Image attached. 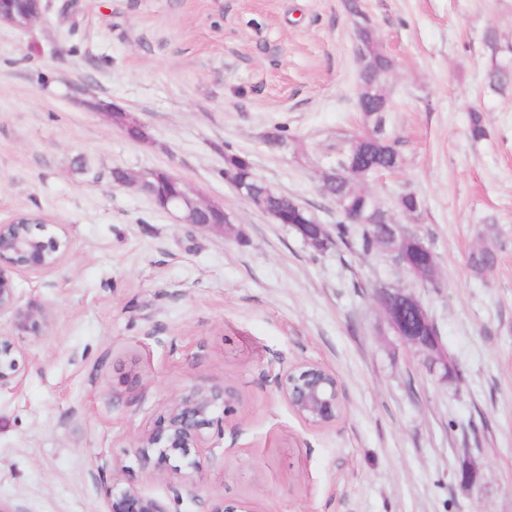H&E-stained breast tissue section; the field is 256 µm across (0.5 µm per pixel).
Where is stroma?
Returning <instances> with one entry per match:
<instances>
[{
  "mask_svg": "<svg viewBox=\"0 0 512 512\" xmlns=\"http://www.w3.org/2000/svg\"><path fill=\"white\" fill-rule=\"evenodd\" d=\"M49 2L28 28L0 24V220L43 213L46 235L71 243L54 269L16 277L51 328L0 319L22 367L0 392V507L107 512L117 476L169 512H512V80L491 73L512 68V0H360L394 62L388 129L406 160L379 202L422 199L398 220L433 249L434 288L381 247L315 252L224 177L225 152L245 155L335 226L320 149L362 129L344 0ZM96 98L135 112L148 139H128ZM117 168L166 169L232 229L177 223L115 185ZM487 241L498 263L478 276L467 257ZM382 288L428 310L454 379L396 335ZM303 363L335 373L336 424L310 426L282 397L278 374ZM196 386L234 403L188 492L142 470L134 444Z\"/></svg>",
  "mask_w": 512,
  "mask_h": 512,
  "instance_id": "obj_1",
  "label": "stroma"
}]
</instances>
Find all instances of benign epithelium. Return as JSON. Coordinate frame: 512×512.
I'll use <instances>...</instances> for the list:
<instances>
[{"mask_svg": "<svg viewBox=\"0 0 512 512\" xmlns=\"http://www.w3.org/2000/svg\"><path fill=\"white\" fill-rule=\"evenodd\" d=\"M355 56L362 71L374 61L368 46L358 39L355 40ZM88 106L105 115L123 132L143 129L135 113L106 100L96 99L88 102ZM164 206L166 211L176 212L182 224L190 222V214L196 209L224 213L223 206L203 199L187 186L164 198ZM24 217L25 213H17L0 224V316H8L13 330L19 334L49 328L52 317L46 307L18 293L15 274L20 270H51L70 250L66 239L47 238L32 232L28 225L20 223ZM392 223L394 247L389 254L396 265L402 266L405 263L402 241L406 232L397 220ZM418 251L423 253V260L415 271L417 281L432 283L437 276L436 257L422 245L418 246ZM379 301L395 333L425 356L430 370L440 367L443 379H448L453 363L440 336L431 332L432 318L414 293L406 288H382ZM20 379L15 346L10 338L1 336L0 390L14 388ZM280 389L295 414L311 426H330L341 416L336 375L318 364L289 369L280 377ZM224 404L225 391L214 387H196L179 395L163 421L136 440L135 457L139 465L172 482L195 486L196 477L205 464L204 451L212 447L214 436L223 431V419L215 416V412ZM105 495L108 512H168L159 499L115 477L112 485L105 487Z\"/></svg>", "mask_w": 512, "mask_h": 512, "instance_id": "7a95c632", "label": "benign epithelium"}]
</instances>
